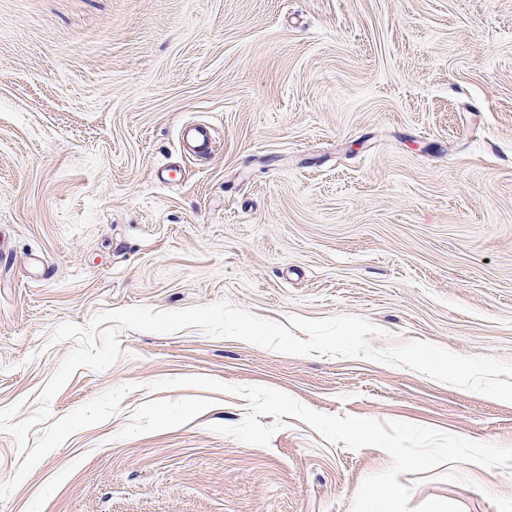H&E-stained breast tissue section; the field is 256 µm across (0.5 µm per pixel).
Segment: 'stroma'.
<instances>
[{
    "label": "stroma",
    "mask_w": 512,
    "mask_h": 512,
    "mask_svg": "<svg viewBox=\"0 0 512 512\" xmlns=\"http://www.w3.org/2000/svg\"><path fill=\"white\" fill-rule=\"evenodd\" d=\"M221 300L512 364V0H0V409L43 405L61 324ZM118 339L26 450L0 432V512H352L388 469L292 416L266 446L216 433L248 413L230 385L512 448V402L404 366ZM189 377L225 388L149 390ZM398 480L414 506L512 512V467Z\"/></svg>",
    "instance_id": "obj_1"
}]
</instances>
